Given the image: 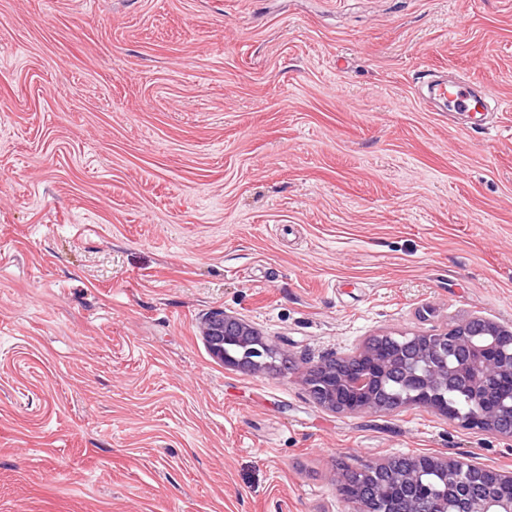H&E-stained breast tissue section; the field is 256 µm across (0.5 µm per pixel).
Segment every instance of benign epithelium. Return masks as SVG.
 Here are the masks:
<instances>
[{"label": "benign epithelium", "mask_w": 512, "mask_h": 512, "mask_svg": "<svg viewBox=\"0 0 512 512\" xmlns=\"http://www.w3.org/2000/svg\"><path fill=\"white\" fill-rule=\"evenodd\" d=\"M211 355L249 371H267L288 352L272 339L255 340L257 332L226 313L208 318L202 329ZM234 338L242 355L224 350ZM346 368L335 358L305 370L304 384L321 406L340 413L387 410L384 384L396 381L400 398L448 416V383L462 379L472 406L452 421L471 429L512 439V330L480 317L460 320L432 335L371 336L348 356ZM347 500L366 503L365 512H512V471L476 466L464 458L406 456L392 470L365 462L339 485Z\"/></svg>", "instance_id": "benign-epithelium-1"}]
</instances>
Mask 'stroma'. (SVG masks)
<instances>
[{
	"instance_id": "1",
	"label": "stroma",
	"mask_w": 512,
	"mask_h": 512,
	"mask_svg": "<svg viewBox=\"0 0 512 512\" xmlns=\"http://www.w3.org/2000/svg\"><path fill=\"white\" fill-rule=\"evenodd\" d=\"M468 74L488 114L427 81ZM216 311L288 352L215 360ZM512 328V0H0V512H358L506 441L304 368Z\"/></svg>"
}]
</instances>
